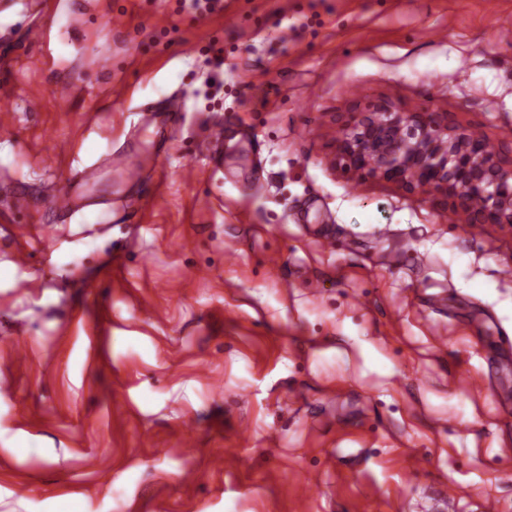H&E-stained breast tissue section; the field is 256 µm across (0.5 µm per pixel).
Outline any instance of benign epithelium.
<instances>
[{
    "mask_svg": "<svg viewBox=\"0 0 512 512\" xmlns=\"http://www.w3.org/2000/svg\"><path fill=\"white\" fill-rule=\"evenodd\" d=\"M337 143L336 164L352 177L428 194L464 224L512 228V144L491 149L447 112L373 104L342 118Z\"/></svg>",
    "mask_w": 512,
    "mask_h": 512,
    "instance_id": "7a95c632",
    "label": "benign epithelium"
}]
</instances>
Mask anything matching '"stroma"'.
<instances>
[{
    "label": "stroma",
    "mask_w": 512,
    "mask_h": 512,
    "mask_svg": "<svg viewBox=\"0 0 512 512\" xmlns=\"http://www.w3.org/2000/svg\"><path fill=\"white\" fill-rule=\"evenodd\" d=\"M47 2L38 69L0 0V512H433L451 489L512 512V229L333 165L338 120L379 101L512 142V0ZM174 94L156 137L141 108Z\"/></svg>",
    "instance_id": "obj_1"
}]
</instances>
